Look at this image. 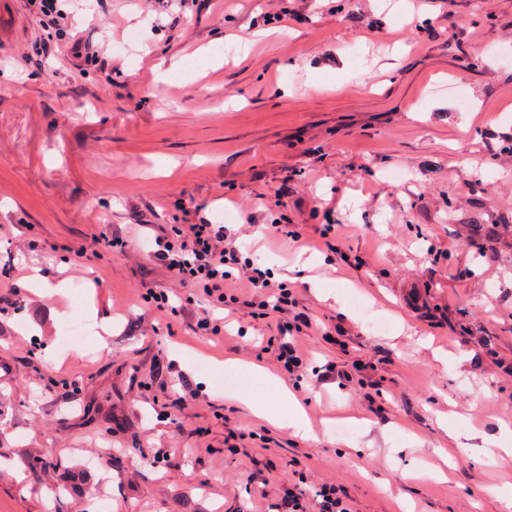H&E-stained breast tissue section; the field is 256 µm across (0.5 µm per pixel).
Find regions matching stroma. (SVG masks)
Returning <instances> with one entry per match:
<instances>
[{"label": "stroma", "instance_id": "35a3bbf8", "mask_svg": "<svg viewBox=\"0 0 512 512\" xmlns=\"http://www.w3.org/2000/svg\"><path fill=\"white\" fill-rule=\"evenodd\" d=\"M58 5L112 73L40 56L38 16L0 0V512H99L100 491L108 512H273L302 473L352 512H512L491 446L512 427V0ZM204 219L310 319L308 434L237 399L279 382L224 369L276 371L275 326L242 308L204 336L146 257ZM330 361L371 365L382 412L356 382L312 390Z\"/></svg>", "mask_w": 512, "mask_h": 512}]
</instances>
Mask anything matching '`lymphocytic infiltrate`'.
Listing matches in <instances>:
<instances>
[{
  "instance_id": "lymphocytic-infiltrate-1",
  "label": "lymphocytic infiltrate",
  "mask_w": 512,
  "mask_h": 512,
  "mask_svg": "<svg viewBox=\"0 0 512 512\" xmlns=\"http://www.w3.org/2000/svg\"><path fill=\"white\" fill-rule=\"evenodd\" d=\"M149 260L164 264L186 287L211 308L240 303L258 309L261 316L277 317L278 337L268 340L263 353L269 354L287 375L298 377L308 360L293 335L306 324L298 312V301L291 291L273 287L266 271L244 257L235 235L221 224H173L154 238ZM240 279L248 288L246 296L225 294L226 283ZM277 512H351L344 489L336 484H320L315 498H308L301 484L288 486L277 505Z\"/></svg>"
}]
</instances>
